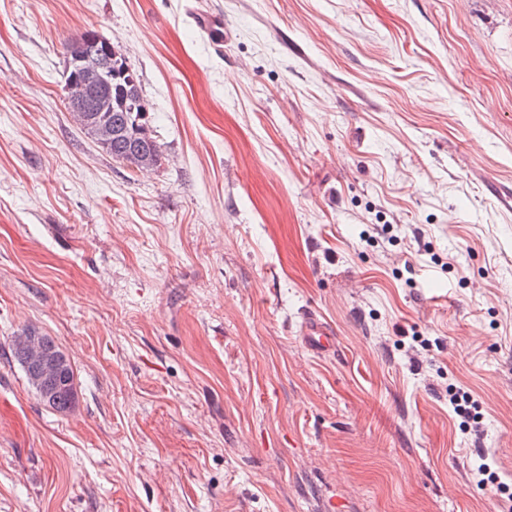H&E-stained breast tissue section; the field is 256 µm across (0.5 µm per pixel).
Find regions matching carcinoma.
<instances>
[{
	"label": "carcinoma",
	"instance_id": "cac0c4a2",
	"mask_svg": "<svg viewBox=\"0 0 512 512\" xmlns=\"http://www.w3.org/2000/svg\"><path fill=\"white\" fill-rule=\"evenodd\" d=\"M130 87H139L138 81L129 70L124 59L117 55L112 58V102H114L116 108V111L112 113V123L124 129V132L106 143H101V146L113 159L119 162L123 161V155L126 154L128 141L140 139L142 130L148 125L146 113L142 112V105H137V111H130L131 106L134 105V101L125 96V89ZM143 150L144 156L148 159V163L143 164L137 160L130 159L127 160V163L138 169L156 166L160 157V146L157 141L154 140L145 145ZM30 336H32V333L23 332L13 338L11 343L13 356L20 366L23 367L27 382L35 391L37 397L53 410L66 413L75 406L77 401L75 375L72 364L51 337H41L43 348L46 349L49 354L55 356L59 362V370L55 376L54 382H52V394H46V387L33 380L30 369L25 367V363L19 354L20 346Z\"/></svg>",
	"mask_w": 512,
	"mask_h": 512
}]
</instances>
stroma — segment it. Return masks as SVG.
I'll use <instances>...</instances> for the list:
<instances>
[{"mask_svg": "<svg viewBox=\"0 0 512 512\" xmlns=\"http://www.w3.org/2000/svg\"><path fill=\"white\" fill-rule=\"evenodd\" d=\"M87 29L152 169L65 102ZM509 190L512 0H0V512H512ZM306 335L307 342L314 350L324 352L334 346V337L331 336V332L312 317H308ZM30 336H36L31 332L23 331L21 334L14 336L11 343V350L14 358L22 367L28 384L35 391L37 397L48 407L53 410L66 413L69 412L76 404L77 391L75 385V375L72 364L66 355L60 350L55 341L48 336H39L42 342V346L46 349L49 354L56 356L59 362V370L55 376L54 382H52L53 391L49 396L46 394L47 386L44 387L41 383H37L33 380L30 369L26 367L23 359L19 354L20 346Z\"/></svg>", "mask_w": 512, "mask_h": 512, "instance_id": "obj_1", "label": "stroma"}]
</instances>
